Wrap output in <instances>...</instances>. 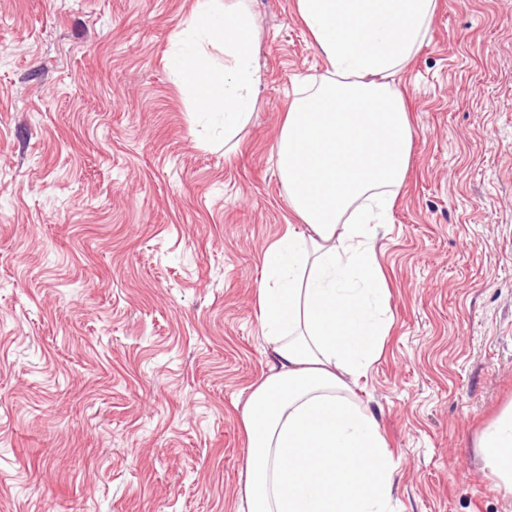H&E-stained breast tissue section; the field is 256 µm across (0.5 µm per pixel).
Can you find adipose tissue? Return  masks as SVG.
I'll return each mask as SVG.
<instances>
[{"instance_id": "1", "label": "adipose tissue", "mask_w": 512, "mask_h": 512, "mask_svg": "<svg viewBox=\"0 0 512 512\" xmlns=\"http://www.w3.org/2000/svg\"><path fill=\"white\" fill-rule=\"evenodd\" d=\"M295 5L327 67L296 90L276 146L306 229H288L261 256V331L275 360L243 414L239 512H392L397 464L345 379L370 366L389 333L376 241L405 188L413 139L391 79L422 45L436 0ZM255 37L245 0H195L170 58L195 120L228 143L250 122L261 83ZM477 447L512 494V405Z\"/></svg>"}]
</instances>
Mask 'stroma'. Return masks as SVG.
Returning <instances> with one entry per match:
<instances>
[{"mask_svg":"<svg viewBox=\"0 0 512 512\" xmlns=\"http://www.w3.org/2000/svg\"><path fill=\"white\" fill-rule=\"evenodd\" d=\"M192 8L0 0V512H238L260 257L296 221L274 145L325 62L295 0H249L262 80L225 151L169 67ZM394 86L391 326L347 383L394 512H512L476 448L512 403V0H437Z\"/></svg>","mask_w":512,"mask_h":512,"instance_id":"stroma-1","label":"stroma"}]
</instances>
